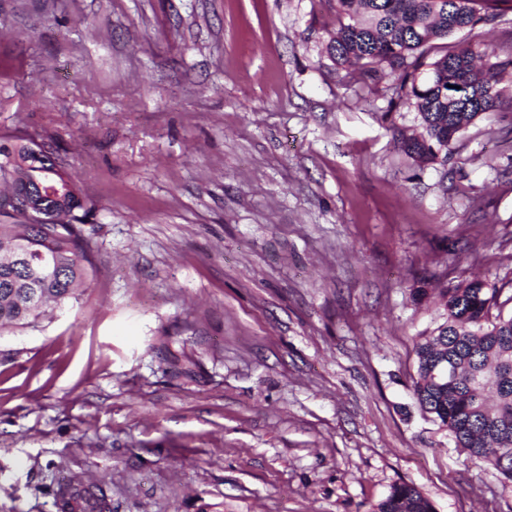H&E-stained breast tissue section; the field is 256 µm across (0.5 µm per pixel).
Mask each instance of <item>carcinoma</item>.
I'll return each instance as SVG.
<instances>
[{"label":"carcinoma","instance_id":"1","mask_svg":"<svg viewBox=\"0 0 512 512\" xmlns=\"http://www.w3.org/2000/svg\"><path fill=\"white\" fill-rule=\"evenodd\" d=\"M512 0H336L338 27L327 53L339 65L395 75L394 98L419 114L423 132L402 139L419 164L435 162L474 120L501 103L503 50L486 43L439 42L473 31ZM433 50L436 57L426 61ZM467 77L469 94L453 88ZM24 137L0 136V201L22 194L29 205L0 210V328L33 329L81 296L93 263L84 225L96 201L74 189L63 201L41 193L44 172L61 168L54 153L36 157ZM500 290L480 280L444 292V321L414 342L413 395L420 412L448 431L456 448L484 472L512 482V316ZM499 313L494 314L492 310ZM453 379L432 382L436 364ZM58 512H112L103 484L63 483L52 490ZM375 512H435L415 486L395 484Z\"/></svg>","mask_w":512,"mask_h":512}]
</instances>
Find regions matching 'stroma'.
Returning <instances> with one entry per match:
<instances>
[{
  "label": "stroma",
  "instance_id": "1",
  "mask_svg": "<svg viewBox=\"0 0 512 512\" xmlns=\"http://www.w3.org/2000/svg\"><path fill=\"white\" fill-rule=\"evenodd\" d=\"M335 0H0V134L97 202L91 280L0 331V512H512L412 397L441 293L512 294L506 102L421 167L394 76L327 56ZM58 512H112V503L102 483L82 485L67 482L52 490ZM375 512H435V509L415 486L401 483L391 487L385 499L377 504Z\"/></svg>",
  "mask_w": 512,
  "mask_h": 512
}]
</instances>
